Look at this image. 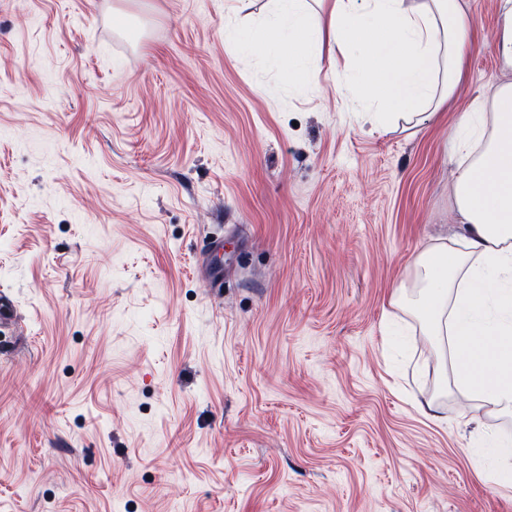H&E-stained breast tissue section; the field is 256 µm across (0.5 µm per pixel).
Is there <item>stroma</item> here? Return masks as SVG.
Masks as SVG:
<instances>
[{
  "label": "stroma",
  "mask_w": 512,
  "mask_h": 512,
  "mask_svg": "<svg viewBox=\"0 0 512 512\" xmlns=\"http://www.w3.org/2000/svg\"><path fill=\"white\" fill-rule=\"evenodd\" d=\"M268 7L0 0V512H512V415L398 296L500 63L376 129L228 39Z\"/></svg>",
  "instance_id": "1"
}]
</instances>
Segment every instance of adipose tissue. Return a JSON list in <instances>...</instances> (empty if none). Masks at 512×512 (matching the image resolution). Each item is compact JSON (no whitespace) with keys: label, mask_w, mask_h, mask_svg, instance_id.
Instances as JSON below:
<instances>
[{"label":"adipose tissue","mask_w":512,"mask_h":512,"mask_svg":"<svg viewBox=\"0 0 512 512\" xmlns=\"http://www.w3.org/2000/svg\"><path fill=\"white\" fill-rule=\"evenodd\" d=\"M280 37L293 82L313 85L319 44H344L329 64L338 89L360 94L377 125L416 128L464 79L472 0H274L249 41L262 49ZM456 136L460 245L438 241L416 259L408 304L449 347L456 387L512 413V80L491 87Z\"/></svg>","instance_id":"obj_1"}]
</instances>
